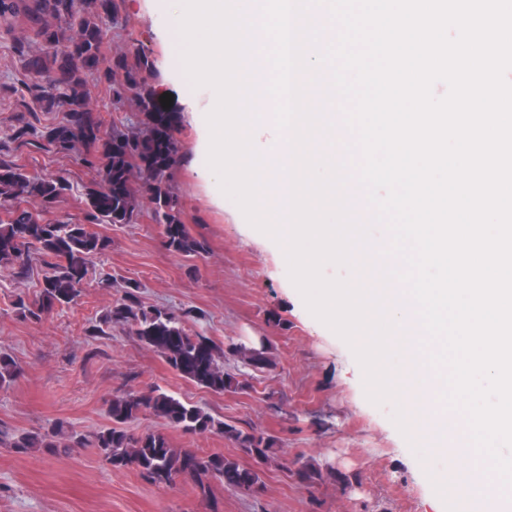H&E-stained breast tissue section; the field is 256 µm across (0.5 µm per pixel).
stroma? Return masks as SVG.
Segmentation results:
<instances>
[{
	"instance_id": "1",
	"label": "stroma",
	"mask_w": 512,
	"mask_h": 512,
	"mask_svg": "<svg viewBox=\"0 0 512 512\" xmlns=\"http://www.w3.org/2000/svg\"><path fill=\"white\" fill-rule=\"evenodd\" d=\"M118 3L104 54L144 53L152 63L147 83L158 93L171 94L180 115L172 191L184 224L205 241L207 251L191 258L170 252L145 199L131 223L96 226L108 239V249L94 260L75 302L43 319L25 318L13 306L16 296H39L45 273L41 256L31 254L22 277L0 269V351L11 354L22 369L13 385L0 389V430L41 432L61 420L88 442L84 448L25 453L0 444V512H456L454 498L440 496L448 456L430 439L415 435L408 399L369 400L351 346L307 309L279 243L254 228L221 191L199 149L211 89L194 86L185 73L171 38L170 0ZM32 43L23 17L0 21V155L18 160L29 175L68 179L72 192L46 217L88 224L92 218L84 193L98 182L97 168L82 163L78 154L10 139L24 122L51 125L64 118L58 111H42L27 91L32 77L19 47ZM86 88L93 109L106 120L104 136L116 127L140 128L136 105L116 99L97 75H87ZM133 282L145 308L183 315L187 331L224 347L225 372L246 382V390L215 394L200 388L126 326L105 322ZM96 325L103 326L104 335L91 336ZM233 343L266 346L273 367L261 372L245 368L227 351ZM149 385L242 431L274 436V458L263 471V487L244 495L214 478L205 497L191 481L157 485L138 471L107 464L89 442L110 425L109 402ZM128 428L136 434L164 433L176 448L252 463L219 433H187L149 414ZM306 463L322 473L321 481L307 490L294 476Z\"/></svg>"
}]
</instances>
